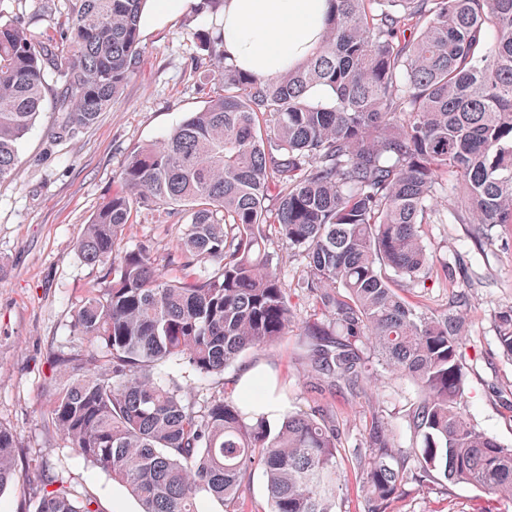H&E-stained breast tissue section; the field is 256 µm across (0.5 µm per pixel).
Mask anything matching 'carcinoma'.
I'll list each match as a JSON object with an SVG mask.
<instances>
[{
    "label": "carcinoma",
    "instance_id": "obj_1",
    "mask_svg": "<svg viewBox=\"0 0 512 512\" xmlns=\"http://www.w3.org/2000/svg\"><path fill=\"white\" fill-rule=\"evenodd\" d=\"M145 0H69L68 25L35 36L0 20V180L57 92L58 129L93 125L134 74ZM320 44L271 77L203 50L221 92L162 140L136 148L77 242L102 269L74 312L48 413L72 452L126 488L139 512L238 500L263 469L268 512H336L338 430L310 411L268 418L214 389L188 400L174 364L207 381L288 335L290 288L266 229L304 261L296 287L332 313L302 326L317 385L358 390L377 368L408 383L399 448L380 412L351 456L366 512H394L412 481L466 483L512 502V445L467 416L468 300L412 307L402 292L448 273L425 224L512 226V0H329ZM188 214L164 271L144 248L116 257L134 211ZM212 271L197 272L202 261ZM512 359V309L496 318ZM19 437L0 425V489L20 484ZM35 512H102L54 472Z\"/></svg>",
    "mask_w": 512,
    "mask_h": 512
}]
</instances>
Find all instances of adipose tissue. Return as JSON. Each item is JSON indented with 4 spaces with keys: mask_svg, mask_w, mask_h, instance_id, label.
<instances>
[{
    "mask_svg": "<svg viewBox=\"0 0 512 512\" xmlns=\"http://www.w3.org/2000/svg\"><path fill=\"white\" fill-rule=\"evenodd\" d=\"M328 0H224V55L242 71L271 77L320 43Z\"/></svg>",
    "mask_w": 512,
    "mask_h": 512,
    "instance_id": "adipose-tissue-1",
    "label": "adipose tissue"
}]
</instances>
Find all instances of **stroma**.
Segmentation results:
<instances>
[{
  "instance_id": "obj_1",
  "label": "stroma",
  "mask_w": 512,
  "mask_h": 512,
  "mask_svg": "<svg viewBox=\"0 0 512 512\" xmlns=\"http://www.w3.org/2000/svg\"><path fill=\"white\" fill-rule=\"evenodd\" d=\"M66 0H0V15L21 17L38 34L54 32L65 21ZM212 16L190 11L153 30L140 33V56L134 75L110 111L79 132L62 135L52 107L40 112L18 147L16 177L0 181V425L15 429V459L24 487L0 489V512H33L41 476L53 470L76 488L96 494L102 512H138L124 487L75 456L48 418L45 391L49 360L78 340L71 332L76 307L100 281L99 268L87 264L76 245L101 202L118 186L130 153L160 140L192 112L200 110L218 86L198 36L212 31ZM183 229L176 219L141 213L122 234L121 250L149 249L164 262ZM425 242L448 263L447 279L427 282L407 292L406 300L434 308L447 306L466 292L470 385L466 411L480 429L512 443V361L497 341L496 317L512 308V226L493 228L475 240L466 224H428ZM268 251L286 282L294 324L329 320L324 308L295 288L299 257L271 239ZM263 365L269 379L287 383L284 409H309L320 402L333 417L338 443H359L371 410L387 417L401 447L409 435L398 417L407 398L399 381L379 376L365 392L345 388L314 395L305 352L295 332L258 351L246 352L224 369L226 390L246 367ZM396 512H512L500 501L466 484L419 486L406 483Z\"/></svg>"
}]
</instances>
